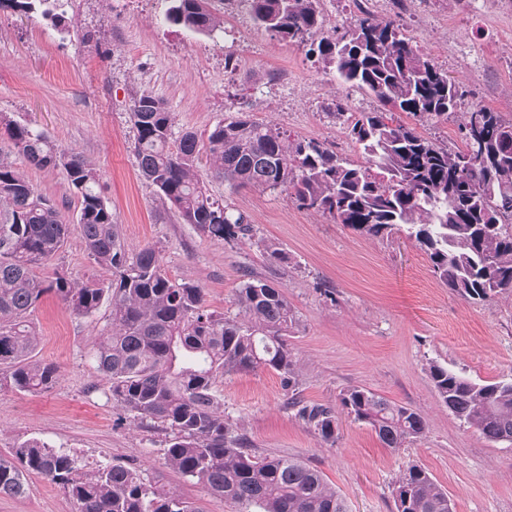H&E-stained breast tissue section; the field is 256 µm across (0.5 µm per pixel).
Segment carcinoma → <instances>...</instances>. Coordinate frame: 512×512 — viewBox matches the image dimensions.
Returning <instances> with one entry per match:
<instances>
[{"label": "carcinoma", "mask_w": 512, "mask_h": 512, "mask_svg": "<svg viewBox=\"0 0 512 512\" xmlns=\"http://www.w3.org/2000/svg\"><path fill=\"white\" fill-rule=\"evenodd\" d=\"M42 2L0 0V10L29 14ZM169 2L166 19L173 25L199 34L224 25L209 0ZM249 10L276 38L309 46L336 80L374 96L380 108L347 112L336 105L333 116L343 120L362 155L358 162L247 112L217 124L204 142L192 131L174 140V113L140 94L130 112L138 170L182 222L216 242L252 237L249 217L213 196L206 179H222L232 189L280 190L298 208L363 236L406 233L436 279L473 304L511 295L512 121L478 107L458 125L462 145H440L395 115L446 119L465 90L397 21L363 11L343 36L317 40L325 23L320 0H249ZM0 133L30 166L59 171L78 201L72 221L0 151V385L38 393L58 382L57 366L35 358L32 314L45 294L86 317L109 298L110 319L93 341L92 359L113 402L133 419L169 431L167 465L238 512H348L321 471L297 458L255 454L217 407L218 376L273 370L291 392L288 407L325 444H336L337 412L307 404L296 392L297 360L288 337L298 318L282 288L251 276L236 290L235 316L208 309L203 288L168 276L156 246L127 247L90 162L7 112L0 113ZM73 233L111 272L108 284H80L64 274L46 282L34 274L60 255ZM256 245L266 261L288 263L277 245L263 239ZM427 372L451 414L490 442L512 444V379L476 382L436 362ZM340 405L386 448H401L426 430L421 413L362 387L341 392ZM30 474L60 486L76 512H199L157 488L143 469L112 464L86 471L69 452L36 438L0 456V495H25ZM392 495L396 512H454L448 493L418 465L398 477Z\"/></svg>", "instance_id": "cac0c4a2"}]
</instances>
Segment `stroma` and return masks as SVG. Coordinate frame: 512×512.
I'll list each match as a JSON object with an SVG mask.
<instances>
[{"instance_id": "stroma-1", "label": "stroma", "mask_w": 512, "mask_h": 512, "mask_svg": "<svg viewBox=\"0 0 512 512\" xmlns=\"http://www.w3.org/2000/svg\"><path fill=\"white\" fill-rule=\"evenodd\" d=\"M167 0H69V35L35 12L0 11V112L44 132L59 149L93 164L99 187L129 248H160L169 277L205 291L207 306L235 315V291L249 276L274 279L299 317L288 340L296 360L300 397L336 405L341 390L361 386L424 416L423 438L384 448L366 424L340 414L336 445L324 444L295 410L288 389L271 371L218 378L224 420L256 452L302 459L321 470L350 512H395L394 481L412 464L447 491L455 512H512V445L493 444L455 418L426 371L429 362L476 381L512 378V295L473 305L433 276L413 240L367 238L298 209L286 193L254 188H208L247 214L258 237L288 253L268 266L249 239L220 243L182 223L171 204L140 179L129 119L136 95L162 99L175 115L174 135L206 140L219 122L239 112L278 124L291 136L325 141L355 156L341 120L329 108L377 109V100L342 84L304 48L276 39L250 13L225 14L223 29L198 34L165 20ZM324 35L336 37L360 9L402 23L467 93L460 113L419 123L426 137L459 144L463 112L485 106L512 120V11L483 0H321ZM15 166L43 194L75 216L76 200L59 172ZM77 282H109L111 273L71 235L59 260L36 268L45 280L56 270ZM102 304L90 317L44 296L34 313L37 358L54 363L59 380L41 393L0 387V456L29 438L71 451L90 465L121 462L200 508L236 512L224 498L167 466V431L133 422L106 396L108 384L89 350L107 324ZM26 496L0 495V512H73L62 489L38 476Z\"/></svg>"}]
</instances>
